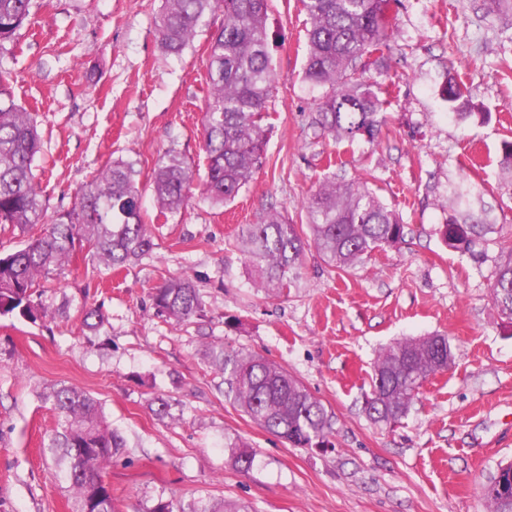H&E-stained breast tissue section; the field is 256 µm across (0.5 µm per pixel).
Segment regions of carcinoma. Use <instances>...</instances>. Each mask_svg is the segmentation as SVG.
Returning <instances> with one entry per match:
<instances>
[{"label":"carcinoma","mask_w":512,"mask_h":512,"mask_svg":"<svg viewBox=\"0 0 512 512\" xmlns=\"http://www.w3.org/2000/svg\"><path fill=\"white\" fill-rule=\"evenodd\" d=\"M33 0H0V46L29 21ZM224 3V22L210 34L209 97L203 118L207 166L195 182L188 159L171 148L154 171L151 187L159 213L179 212L193 189L213 206H224L252 182L265 145L264 121L275 80L268 52V0H164L155 19L161 48L180 56L191 44L215 4ZM309 19L304 80L324 89L315 123L337 141L359 138L374 143L385 123L388 104L380 84L365 76L366 59L382 51L388 39L391 0H300ZM12 73L0 70V227L25 229L43 219L44 205L33 173L42 150L35 114L12 95ZM452 109L468 104L464 85L451 77L442 91ZM135 162L117 158L81 190L74 205L44 232L14 252L0 253V316L33 323L45 316L38 281L62 267L76 246L85 247L112 271L150 254V225L141 218L142 191ZM306 227L291 224L279 211L258 224H245L238 240L254 287L281 294L307 248L314 247L330 267L363 263L376 250L398 245L405 225L395 210L361 182L325 180L304 201ZM440 232L452 250L474 251L494 232L470 215L448 217ZM495 302L512 318V251L492 285ZM156 313L177 324L201 316L196 284L171 278L155 288ZM448 337L434 334L397 340L374 362L373 397L365 411L375 422L396 423L417 400L430 376L452 362ZM208 364L224 378L225 396L267 432L298 448L328 441L331 423L324 404L283 367L246 350L209 347ZM57 414V427L46 448L53 454L57 477L67 485L73 512H116L112 488L103 471L121 457L124 438L104 421L100 402L74 386L43 395ZM489 512H512V494L483 489ZM150 512H241L224 502L192 499L173 510L160 499Z\"/></svg>","instance_id":"obj_1"}]
</instances>
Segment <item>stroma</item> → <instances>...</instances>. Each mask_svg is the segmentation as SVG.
Listing matches in <instances>:
<instances>
[{
    "label": "stroma",
    "mask_w": 512,
    "mask_h": 512,
    "mask_svg": "<svg viewBox=\"0 0 512 512\" xmlns=\"http://www.w3.org/2000/svg\"><path fill=\"white\" fill-rule=\"evenodd\" d=\"M161 0H34L32 16L0 48L17 102L36 112L43 149L34 170L42 224L0 231V251L37 237L71 209L112 159L133 160L155 248L107 280L75 249L46 281V318L0 316V512H70V494L45 450L57 416L42 395L81 388L103 405L127 444L103 477L118 512L158 499L210 497L250 512H487L484 486L512 461V319L492 284L512 251V183L500 177L512 140V11L483 0H393L391 38L368 74L392 90L377 143L335 142L314 124L321 89L303 79L308 17L300 0H269L276 73L262 163L223 209L193 196L159 216L154 169L177 149L204 170L208 42L215 9L182 56L160 47ZM462 81L469 118L448 108ZM367 183L405 224L403 241L355 267L307 250L284 294L254 288L237 238L270 209L305 221L302 205L329 177ZM494 224L474 253L446 246L440 227L459 211ZM197 285L203 315L176 325L151 295L165 279ZM105 323L92 333L87 311ZM446 335L451 366L421 387L396 424L365 412L374 362L395 340ZM263 355L301 380L332 417L331 447L294 448L224 396L207 344ZM170 414H155V397ZM255 455L239 471L233 451Z\"/></svg>",
    "instance_id": "1"
}]
</instances>
